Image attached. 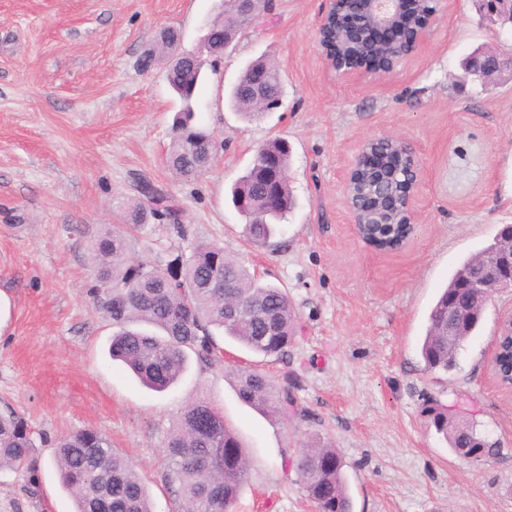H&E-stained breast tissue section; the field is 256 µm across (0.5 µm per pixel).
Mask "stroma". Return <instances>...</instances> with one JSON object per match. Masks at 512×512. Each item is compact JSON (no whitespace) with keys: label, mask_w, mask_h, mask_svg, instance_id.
I'll return each instance as SVG.
<instances>
[{"label":"stroma","mask_w":512,"mask_h":512,"mask_svg":"<svg viewBox=\"0 0 512 512\" xmlns=\"http://www.w3.org/2000/svg\"><path fill=\"white\" fill-rule=\"evenodd\" d=\"M224 0H0V412L25 415L38 437V485L0 471V512H74L50 463L53 440L92 428L137 465L161 512H181L168 482L164 439L184 404L207 397L247 449L235 512H317L284 458L308 439L345 461L354 512H512V394L488 362L512 294L496 295L457 366L427 372L428 313L453 269L512 224V72L481 88L460 67L475 48L512 57V27L475 0H442L425 45L386 78H341L321 57L325 0H270L267 22L206 70L197 124L219 147L208 171L166 164L180 109L162 68L139 66L165 28L200 50ZM283 79L281 106L255 120L226 93L252 60ZM284 138L295 207L272 245L248 241L230 188L268 140ZM410 142L424 168L417 226L400 252L373 251L354 234L341 183L361 143ZM162 189L182 230L151 220L135 254L165 264L189 243L225 252L289 296L298 333L281 358L231 340L220 366L189 361L168 391L148 390L108 356L111 323L95 309L90 244L121 225L140 184ZM248 364L290 382L303 414L267 416L237 398L231 371ZM465 408L498 455L459 458L425 406Z\"/></svg>","instance_id":"1"}]
</instances>
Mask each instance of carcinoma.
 <instances>
[{
	"label": "carcinoma",
	"mask_w": 512,
	"mask_h": 512,
	"mask_svg": "<svg viewBox=\"0 0 512 512\" xmlns=\"http://www.w3.org/2000/svg\"><path fill=\"white\" fill-rule=\"evenodd\" d=\"M211 52L223 51L224 36L237 34L230 20L213 21ZM181 35L173 29L159 33L145 49L141 65L150 69L166 64V79L185 111L176 120L177 133L167 156L168 168L180 176H197L205 171L216 151L213 133L192 124L193 93L201 72L177 53ZM265 81L270 97H282L280 72L269 60L260 58L245 68L232 86L231 107L250 119L269 111L272 103L254 104L248 89L256 75ZM257 155L272 158L279 177L271 182L251 166L233 186L232 203L246 224L252 243H265L276 232L293 206L288 181V145L273 138ZM380 170H364L355 192L373 180L397 189L403 171L391 164ZM179 224L178 210L165 194L151 188L131 204L121 228H109L95 238L90 250L96 268L94 303L117 331L112 336L110 355L125 364L151 390L162 392L174 385L193 356L202 369L217 362L215 332L220 331L256 355L283 357L296 335V317L288 294L261 282L216 244L198 243L182 250L166 265L148 258L133 259L131 233L141 230L152 218ZM367 239L381 248L399 246L405 228L384 224L379 215L364 213ZM482 252L462 261L452 272L428 315L426 334L420 347L425 370L448 372L455 368L457 351L478 330L484 303L470 304L471 318L455 330V344L448 346V296L464 277L480 265ZM225 287L214 288L215 277ZM240 401L265 415L287 417L297 412L288 385L276 386L263 372L239 367L235 372ZM437 433L461 458L468 459L470 431L443 406L425 408ZM33 432L24 415L0 414V469H26L29 482L37 483L39 461L34 456ZM171 463L169 483L181 501V512H233L246 482L249 458L236 432L223 413L205 398L189 402L165 440ZM62 488L72 497L75 512H158L137 466L114 448L95 429H81L58 439L51 458ZM299 483L318 512H352V501L344 476V460L337 449L319 438L309 441L291 463Z\"/></svg>",
	"instance_id": "obj_1"
}]
</instances>
